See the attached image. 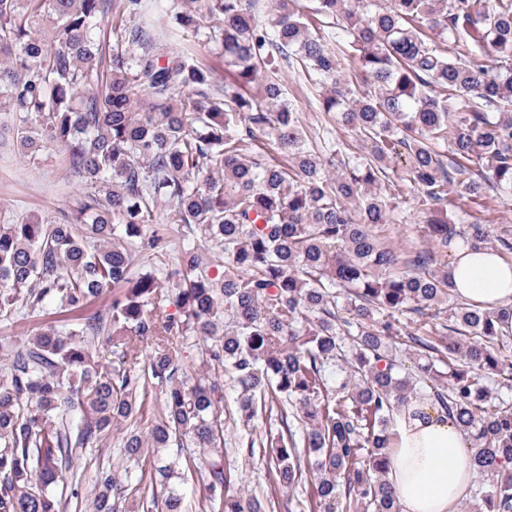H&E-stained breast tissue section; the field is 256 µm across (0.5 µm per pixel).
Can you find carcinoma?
<instances>
[{"label":"carcinoma","instance_id":"cac0c4a2","mask_svg":"<svg viewBox=\"0 0 512 512\" xmlns=\"http://www.w3.org/2000/svg\"><path fill=\"white\" fill-rule=\"evenodd\" d=\"M0 0V145L63 152L81 192L55 221L0 224V316L78 311L112 286L107 315L0 345V512L79 506V450L123 434L139 465L183 446L201 512H266L229 493L224 376L251 423L277 412L273 483L310 487V512H400L386 480L402 408L430 403L468 435L476 477L464 512H512V304L453 292L448 249L512 253V231L448 215L461 191L512 201V0ZM224 54L233 80L163 44L162 21ZM350 50L358 77L342 72ZM293 69L363 154L308 141L285 98ZM277 150H256L259 136ZM408 160L432 244L402 253L391 221ZM204 243L168 262L160 229ZM145 254L163 258L164 278ZM177 313L163 311V302ZM448 311L446 325L439 322ZM108 336L115 360L94 338ZM196 338L201 367L184 363ZM149 344L144 355L138 344ZM404 346L411 372L397 349ZM163 394L146 432L127 424ZM90 512H119L127 484L100 472ZM184 512L139 498L135 512Z\"/></svg>","mask_w":512,"mask_h":512}]
</instances>
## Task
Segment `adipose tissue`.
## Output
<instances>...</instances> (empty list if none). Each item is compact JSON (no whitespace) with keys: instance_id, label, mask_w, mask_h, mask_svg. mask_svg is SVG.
I'll return each mask as SVG.
<instances>
[{"instance_id":"adipose-tissue-1","label":"adipose tissue","mask_w":512,"mask_h":512,"mask_svg":"<svg viewBox=\"0 0 512 512\" xmlns=\"http://www.w3.org/2000/svg\"><path fill=\"white\" fill-rule=\"evenodd\" d=\"M455 291L484 309L512 303V263L492 250H462L452 265ZM466 434L427 409L403 414L389 453L387 479L401 512H458L474 477Z\"/></svg>"}]
</instances>
